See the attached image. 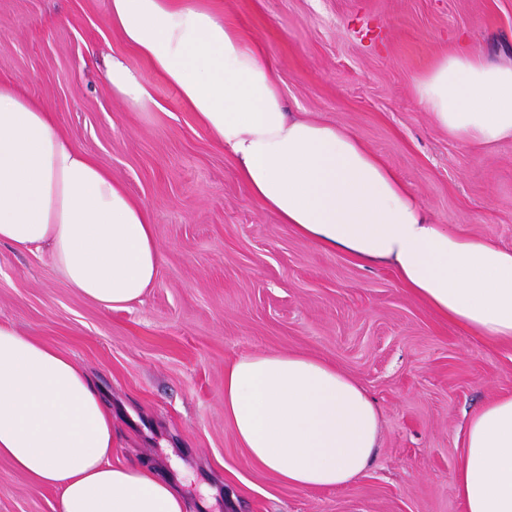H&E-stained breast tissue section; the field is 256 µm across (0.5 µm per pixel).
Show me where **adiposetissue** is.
I'll use <instances>...</instances> for the list:
<instances>
[{"label": "adipose tissue", "mask_w": 512, "mask_h": 512, "mask_svg": "<svg viewBox=\"0 0 512 512\" xmlns=\"http://www.w3.org/2000/svg\"><path fill=\"white\" fill-rule=\"evenodd\" d=\"M107 23L178 93L237 166L251 197L299 237L362 265L391 267L432 311L487 341L512 342V249L436 223L355 134L287 112L273 61L207 0H108ZM113 95L157 107L121 59ZM435 124L463 145L512 138V64L481 52L440 57L414 83ZM49 248L55 270L91 302L139 301L161 253L150 215L77 151L50 110L0 83V243ZM224 418L249 463L301 490L359 478L380 411L362 385L302 351L224 367ZM112 414L92 377L56 349L0 324V457L58 489L56 512H186L175 483L116 463ZM453 483L465 512H512V395L467 421Z\"/></svg>", "instance_id": "adipose-tissue-1"}]
</instances>
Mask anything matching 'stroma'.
Returning a JSON list of instances; mask_svg holds the SVG:
<instances>
[{
  "instance_id": "stroma-1",
  "label": "stroma",
  "mask_w": 512,
  "mask_h": 512,
  "mask_svg": "<svg viewBox=\"0 0 512 512\" xmlns=\"http://www.w3.org/2000/svg\"><path fill=\"white\" fill-rule=\"evenodd\" d=\"M274 61L288 112L356 134L438 223L512 248V139L461 145L416 100L415 78L470 45L512 61V0H214ZM107 0H0V82L151 215L162 253L142 300L108 310L49 250L0 243V322L73 359L112 412V458L145 462L187 512H464L452 474L468 417L512 394V344L435 315L391 267L320 250L249 196L232 157L105 21ZM158 108L113 97L111 56ZM304 351L358 380L382 412L365 473L299 490L251 466L224 419V367ZM57 490L0 457V512H54Z\"/></svg>"
}]
</instances>
